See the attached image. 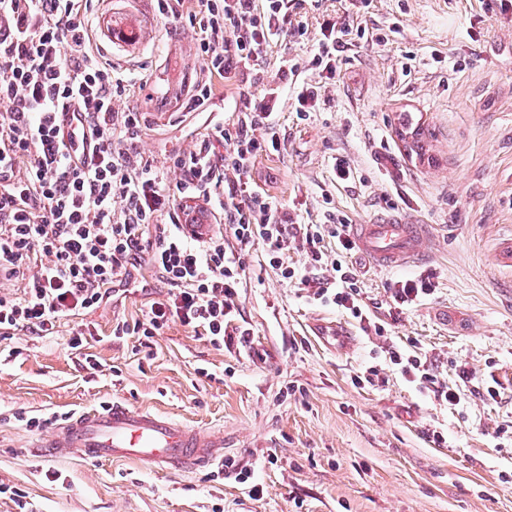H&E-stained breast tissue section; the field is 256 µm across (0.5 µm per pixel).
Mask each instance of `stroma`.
<instances>
[{
	"label": "stroma",
	"mask_w": 512,
	"mask_h": 512,
	"mask_svg": "<svg viewBox=\"0 0 512 512\" xmlns=\"http://www.w3.org/2000/svg\"><path fill=\"white\" fill-rule=\"evenodd\" d=\"M130 17L139 36L108 40L106 16ZM362 29L338 54L335 80L317 112L297 119L280 103L277 155L260 157L258 187L298 224L324 223L326 209L353 224L405 219L425 225L420 266L360 261V287L375 318L387 320L391 281L433 273V295L408 309L394 332L400 346L459 388L455 405L387 365L384 341L358 333L354 353L327 351L305 333L316 318L345 321L311 302L266 266L261 246L246 257L240 291L248 351L214 349L179 325L150 339L111 335L115 319L140 316L139 293L98 310L89 369L67 345L69 325L46 338L0 341V485L24 492L32 512H512V266L498 260L512 241V14L494 0H321L300 13L307 32L273 49L265 78L282 59L305 60L326 16ZM92 43L119 68L148 79L133 105L150 129L139 146L156 154L187 148L179 106L200 72L193 30L161 21L153 0H96ZM411 114L426 131L421 155L398 135ZM354 177L337 182L335 158ZM383 368L382 386L354 374ZM496 381L491 401L463 383L460 369ZM121 401L224 432V457L251 470L259 497L234 468L157 472L133 461L35 456L42 434L32 417L103 408ZM444 442H434L432 431Z\"/></svg>",
	"instance_id": "stroma-1"
}]
</instances>
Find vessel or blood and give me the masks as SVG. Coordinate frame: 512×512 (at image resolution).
I'll list each match as a JSON object with an SVG mask.
<instances>
[{"label": "vessel or blood", "mask_w": 512, "mask_h": 512, "mask_svg": "<svg viewBox=\"0 0 512 512\" xmlns=\"http://www.w3.org/2000/svg\"><path fill=\"white\" fill-rule=\"evenodd\" d=\"M353 231L359 250L379 267L416 263L426 239L417 224H357ZM312 332L332 340L334 350L353 349L355 340L341 324L314 323ZM41 456L71 455L96 461L132 459L150 469L186 471L224 459V435L187 426L157 414L115 402L104 410L72 414L51 428L34 445Z\"/></svg>", "instance_id": "b4317fda"}]
</instances>
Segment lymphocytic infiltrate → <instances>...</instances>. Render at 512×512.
I'll use <instances>...</instances> for the list:
<instances>
[{
  "mask_svg": "<svg viewBox=\"0 0 512 512\" xmlns=\"http://www.w3.org/2000/svg\"><path fill=\"white\" fill-rule=\"evenodd\" d=\"M91 3L0 0V282L17 285L0 294V338L57 335L62 319L86 317L151 276L165 298L149 301L141 317L115 321L113 336L150 339L178 324L218 350L244 343V256L258 243L266 264L299 279L310 299L333 303L363 331L388 339L389 361L403 376L457 404L458 391L390 341L388 323L373 319L357 268L328 261L325 235L342 252L354 249L346 217L329 216V233L320 224L287 223L279 202L251 182L257 158L281 151V83L293 86L298 115L315 111L324 81L336 76L349 23L324 19L310 57L282 61L278 85H262L273 44L304 34L305 0H154L167 24L185 21L195 33L202 71L180 109L211 120L188 149L148 155L139 148L148 118L129 103L147 81L93 48ZM305 72L313 80H302ZM218 79L235 89L228 118L212 110ZM68 115L75 130L65 128ZM84 136L87 159L72 151ZM172 171L179 174L173 182ZM192 205L212 215L216 227L207 235L184 230ZM293 250L311 267L330 265L331 274L299 276L286 262Z\"/></svg>",
  "mask_w": 512,
  "mask_h": 512,
  "instance_id": "f902f5d3",
  "label": "lymphocytic infiltrate"
}]
</instances>
